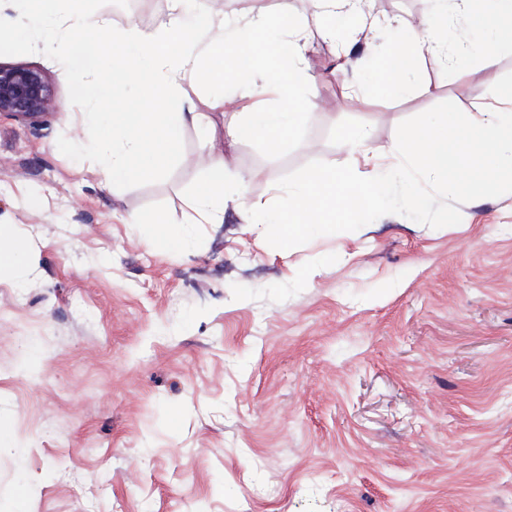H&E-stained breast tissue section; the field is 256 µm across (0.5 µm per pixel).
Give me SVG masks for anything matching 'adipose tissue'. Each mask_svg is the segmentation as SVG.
I'll use <instances>...</instances> for the list:
<instances>
[{"mask_svg": "<svg viewBox=\"0 0 512 512\" xmlns=\"http://www.w3.org/2000/svg\"><path fill=\"white\" fill-rule=\"evenodd\" d=\"M364 0H314L316 24L306 28L294 14L292 0H280L276 11L239 19L204 14L197 23L208 31L201 41L183 22L185 0H168V19L145 33L135 27H110L89 17L84 0H68L59 14L33 8L12 17L13 25L39 33L45 52L71 59L77 32L93 28L96 41L83 49L86 65L105 63L103 76L79 82V101L91 103L85 123L99 128L103 144L99 170L107 184L132 185L167 172L177 157L180 130L193 125L206 130L204 170L207 177L193 201L207 223L224 219V200L244 196L249 177L224 165L225 148L245 138L263 139L278 149L303 126L315 102L304 89L314 76L305 58L312 36L335 37L332 20L351 31L376 26L362 9ZM427 19L407 46L391 50L382 64L383 77L370 91L373 97H401L412 89L424 54H448L458 44L448 35L449 19L459 20L484 48V64H494L499 48L512 44V0H433ZM215 85H235L248 106L242 117L216 131L212 116L199 111L181 90L186 74ZM138 83L144 106H134L123 90ZM391 174L377 166L367 182L332 167L307 171L287 190L286 207L267 212L274 245L287 250L303 233L330 229L338 223H362L386 198Z\"/></svg>", "mask_w": 512, "mask_h": 512, "instance_id": "ef3b65f1", "label": "adipose tissue"}]
</instances>
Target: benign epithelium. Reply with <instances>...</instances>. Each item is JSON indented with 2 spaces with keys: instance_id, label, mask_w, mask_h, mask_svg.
<instances>
[{
  "instance_id": "7a95c632",
  "label": "benign epithelium",
  "mask_w": 512,
  "mask_h": 512,
  "mask_svg": "<svg viewBox=\"0 0 512 512\" xmlns=\"http://www.w3.org/2000/svg\"><path fill=\"white\" fill-rule=\"evenodd\" d=\"M54 107L53 89L42 70L0 63V113L29 118L51 112Z\"/></svg>"
}]
</instances>
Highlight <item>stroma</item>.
I'll list each match as a JSON object with an SVG mask.
<instances>
[{"label": "stroma", "instance_id": "obj_1", "mask_svg": "<svg viewBox=\"0 0 512 512\" xmlns=\"http://www.w3.org/2000/svg\"><path fill=\"white\" fill-rule=\"evenodd\" d=\"M164 2L87 7L150 32ZM367 3L381 24L356 34L346 73L340 41L308 44L316 106L299 133L274 155L259 138L225 150L246 198L315 167H395L398 124L440 102L499 108L512 48L490 66L425 57L399 99L346 96L428 7ZM0 63L44 71L57 104L0 114V225L33 257L0 271V512H512V193L460 204L456 225L388 214L283 254L240 201L201 222L196 129L162 177L107 186L95 131L65 118L84 109V71L30 32H0ZM341 123L370 130L368 156ZM132 215L188 247L151 250Z\"/></svg>", "mask_w": 512, "mask_h": 512}]
</instances>
